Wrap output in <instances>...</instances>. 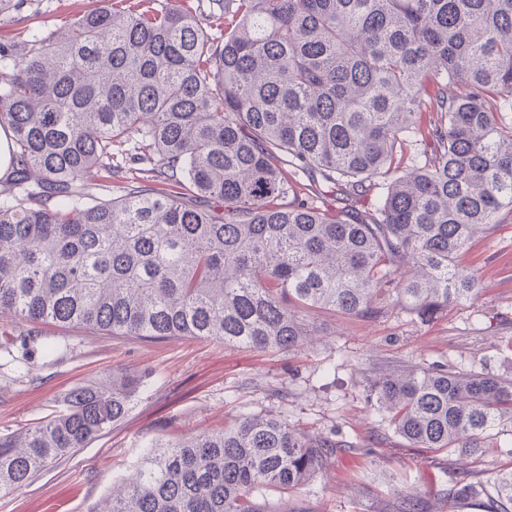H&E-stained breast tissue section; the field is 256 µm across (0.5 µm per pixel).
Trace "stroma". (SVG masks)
<instances>
[{
	"mask_svg": "<svg viewBox=\"0 0 512 512\" xmlns=\"http://www.w3.org/2000/svg\"><path fill=\"white\" fill-rule=\"evenodd\" d=\"M99 0H0V45L23 48ZM133 142L112 147V171L91 193L107 200L146 179L150 160ZM475 270L474 299L423 319L390 300L372 319L312 314L316 335L290 351H255L183 338L145 342L0 315V430L35 425L61 410L74 388L146 374L129 412L86 447L37 473L29 486L0 493V512H93L143 458L168 440L245 414H272L310 436L343 441L326 468L295 493L306 512H396L416 493L426 512H445L459 472L487 481L512 457L489 449L479 461L409 447L368 402L370 382L405 367L482 371L512 378V219L478 234L464 256ZM52 345L55 355L43 352Z\"/></svg>",
	"mask_w": 512,
	"mask_h": 512,
	"instance_id": "stroma-1",
	"label": "stroma"
}]
</instances>
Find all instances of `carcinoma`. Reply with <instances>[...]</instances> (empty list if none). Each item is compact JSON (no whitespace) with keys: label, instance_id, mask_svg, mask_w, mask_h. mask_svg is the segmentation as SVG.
Here are the masks:
<instances>
[{"label":"carcinoma","instance_id":"1","mask_svg":"<svg viewBox=\"0 0 512 512\" xmlns=\"http://www.w3.org/2000/svg\"><path fill=\"white\" fill-rule=\"evenodd\" d=\"M220 37L155 0H104L63 35L0 47V314L140 340L290 350L309 314L431 317L477 293L461 257L512 215V0H224ZM151 178L88 194L112 146ZM420 143L409 163L403 145ZM336 189L326 210L293 173ZM174 184L185 194H172ZM293 195L295 202L281 200ZM57 207L44 206L49 199ZM145 377L74 389L0 432V492L122 419ZM368 402L413 448L478 456L512 424V379L386 372ZM272 415L155 442L95 512H305L289 494L336 452ZM512 512V470L455 477L448 512Z\"/></svg>","mask_w":512,"mask_h":512}]
</instances>
